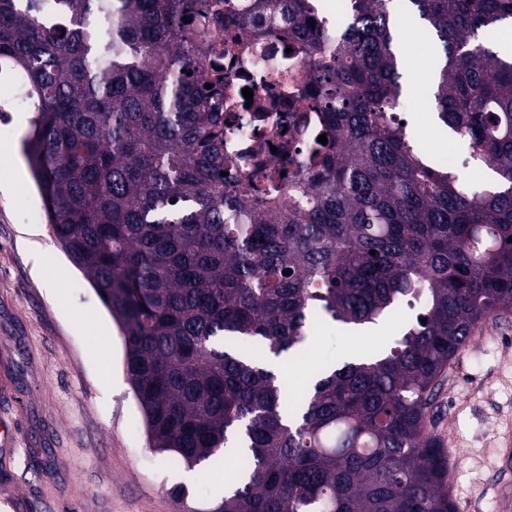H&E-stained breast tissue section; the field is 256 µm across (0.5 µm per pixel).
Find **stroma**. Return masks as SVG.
<instances>
[{
  "label": "stroma",
  "mask_w": 512,
  "mask_h": 512,
  "mask_svg": "<svg viewBox=\"0 0 512 512\" xmlns=\"http://www.w3.org/2000/svg\"><path fill=\"white\" fill-rule=\"evenodd\" d=\"M413 15L396 25L412 60L401 118L431 137L440 156L460 157L458 138L437 129L427 96L433 47ZM0 80V512H206L223 500L226 462L187 473L153 452L124 364L119 330L87 278L65 256L45 219L22 152L29 114ZM415 308L402 304L380 333L336 324L312 329L304 372L368 354L400 336ZM512 421V313L489 319L452 360L428 432L448 458L456 512H498L505 480L497 434ZM185 485L180 504L172 489Z\"/></svg>",
  "instance_id": "obj_1"
}]
</instances>
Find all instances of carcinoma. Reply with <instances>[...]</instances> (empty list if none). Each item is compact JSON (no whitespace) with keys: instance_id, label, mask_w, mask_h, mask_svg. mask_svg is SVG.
I'll return each mask as SVG.
<instances>
[{"instance_id":"obj_1","label":"carcinoma","mask_w":512,"mask_h":512,"mask_svg":"<svg viewBox=\"0 0 512 512\" xmlns=\"http://www.w3.org/2000/svg\"><path fill=\"white\" fill-rule=\"evenodd\" d=\"M241 2L0 0L47 222L120 330L150 448L191 470L241 443L207 512H455L425 422L449 362L512 312V56L480 35L512 0L404 5L438 45L432 110L466 142V178L399 117L391 0H336L335 33L312 0ZM260 15L320 58L322 125L280 151L288 175L246 188L220 175L234 101L197 19L246 32ZM402 302L420 312L393 346L291 400L262 360L305 352L315 317L377 325Z\"/></svg>"}]
</instances>
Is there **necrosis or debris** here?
Wrapping results in <instances>:
<instances>
[{
  "label": "necrosis or debris",
  "instance_id": "1",
  "mask_svg": "<svg viewBox=\"0 0 512 512\" xmlns=\"http://www.w3.org/2000/svg\"><path fill=\"white\" fill-rule=\"evenodd\" d=\"M244 49L242 55L226 56L227 35L223 27H215L210 39V51L224 54V85L228 92L237 95L235 108L224 113V147L237 161L243 174L254 171L252 150L256 144L258 126L269 128L293 125L296 116L307 119L306 132L296 141L298 149H305L308 134L319 124L320 115L312 110L302 109L299 87L317 67V58L301 53L286 54L287 47L280 37L273 34L247 33L239 38ZM252 89L254 102L269 104L289 98L292 105L286 110L265 113L263 119H256L252 108L242 98L243 89Z\"/></svg>",
  "mask_w": 512,
  "mask_h": 512
}]
</instances>
